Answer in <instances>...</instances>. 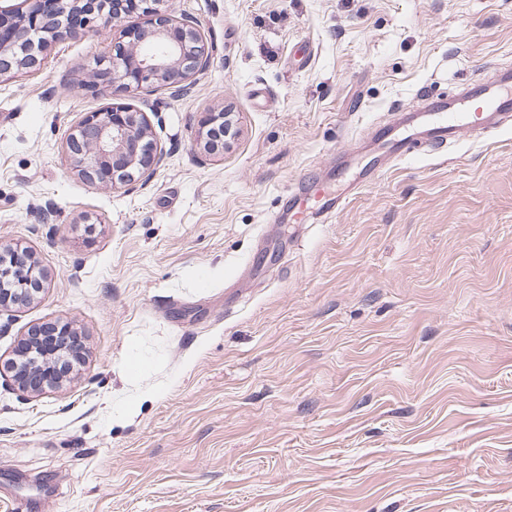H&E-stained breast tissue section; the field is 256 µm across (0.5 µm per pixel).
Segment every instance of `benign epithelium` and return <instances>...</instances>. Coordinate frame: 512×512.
Here are the masks:
<instances>
[{"label":"benign epithelium","mask_w":512,"mask_h":512,"mask_svg":"<svg viewBox=\"0 0 512 512\" xmlns=\"http://www.w3.org/2000/svg\"><path fill=\"white\" fill-rule=\"evenodd\" d=\"M79 0H0V78L31 68L37 59L30 53L29 36L47 32L52 43L73 31L59 22L52 9ZM168 0H140L141 21L112 39L108 55L97 62L91 80L81 84L92 94H121L136 97L144 91L167 86L182 92L187 81L206 68L211 47L192 20L179 18L165 7ZM237 119L222 109L206 112L195 130L194 142L205 153L215 155L229 144ZM65 153L83 179L114 188L148 181L162 164L164 154L151 138L146 113L131 104L89 112L67 135ZM13 251L0 244V312L21 307L44 290L47 275L26 256L21 269L8 265L4 255Z\"/></svg>","instance_id":"obj_1"}]
</instances>
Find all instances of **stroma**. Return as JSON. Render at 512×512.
<instances>
[{
  "mask_svg": "<svg viewBox=\"0 0 512 512\" xmlns=\"http://www.w3.org/2000/svg\"><path fill=\"white\" fill-rule=\"evenodd\" d=\"M213 45L137 96L165 159L104 189L62 142L113 34L0 78V243L47 274L0 313L68 322L84 360L37 396L0 376V512H512V120L407 160L377 126L512 62V0H171ZM236 112L220 155L203 113ZM380 179L327 221L300 181ZM142 371L128 373L127 360ZM233 128L235 133L231 139H234L238 134L237 119H235L233 112L224 111V108L218 111L206 112L201 117L195 130L194 142L200 150L210 155L223 153L224 146H227L231 141L227 138L232 136ZM218 129H221V134L224 133V143L222 138L216 139L215 137Z\"/></svg>",
  "mask_w": 512,
  "mask_h": 512,
  "instance_id": "stroma-1",
  "label": "stroma"
}]
</instances>
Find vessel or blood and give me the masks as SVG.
<instances>
[{
	"mask_svg": "<svg viewBox=\"0 0 512 512\" xmlns=\"http://www.w3.org/2000/svg\"><path fill=\"white\" fill-rule=\"evenodd\" d=\"M512 113V69H500L494 84H480L463 91L453 101L433 97L416 115L415 121L405 122L399 135L383 129L377 134L391 156L397 159L415 155L421 145L447 143L455 132L466 128L485 130L491 127L492 114ZM297 198L311 197L317 202L316 214L328 217L339 209L344 200L330 193L323 185L314 183L300 188Z\"/></svg>",
	"mask_w": 512,
	"mask_h": 512,
	"instance_id": "b4317fda",
	"label": "vessel or blood"
}]
</instances>
